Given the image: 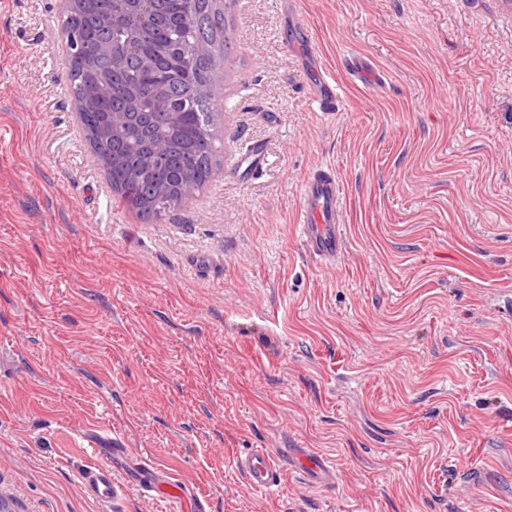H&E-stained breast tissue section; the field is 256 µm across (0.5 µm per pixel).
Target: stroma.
Instances as JSON below:
<instances>
[{
  "label": "stroma",
  "mask_w": 512,
  "mask_h": 512,
  "mask_svg": "<svg viewBox=\"0 0 512 512\" xmlns=\"http://www.w3.org/2000/svg\"><path fill=\"white\" fill-rule=\"evenodd\" d=\"M61 0H0V500L164 512L80 477L111 426L203 512H512V13L502 0H232L210 179L161 219L110 188ZM314 53L344 105L312 104ZM375 74L357 77L354 62ZM265 151L239 171L249 144ZM344 247L297 230L310 172ZM312 448L254 493L234 462ZM342 210L343 192L335 172L316 168L303 187L297 228L307 250L325 263L342 252ZM277 458L290 460L294 471L300 473L308 484L324 487L336 484V468L309 448H279L276 455L257 450L238 458L236 464L254 490L274 492L282 488L286 479Z\"/></svg>",
  "instance_id": "obj_1"
}]
</instances>
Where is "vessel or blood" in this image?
<instances>
[{"mask_svg":"<svg viewBox=\"0 0 512 512\" xmlns=\"http://www.w3.org/2000/svg\"><path fill=\"white\" fill-rule=\"evenodd\" d=\"M312 97L319 108L329 112L338 111L342 103L336 85L324 78L315 84ZM342 210L343 192L335 172L328 167L316 168L303 187L297 228L307 250L327 263L335 261L342 251ZM109 455V462L88 468L81 475L82 485L90 496L102 502L117 498L122 488L113 476L121 472L128 482L140 488L144 499L162 500L167 512H191V489L169 473L146 464L127 448H111ZM283 458L308 484L327 487L336 483L333 464L307 448H282L275 454L258 450L238 458L237 466L254 490L274 492L281 489L286 479L279 464Z\"/></svg>","mask_w":512,"mask_h":512,"instance_id":"b4317fda","label":"vessel or blood"}]
</instances>
